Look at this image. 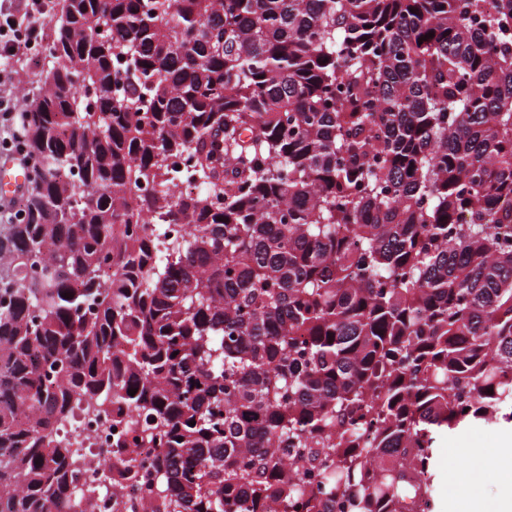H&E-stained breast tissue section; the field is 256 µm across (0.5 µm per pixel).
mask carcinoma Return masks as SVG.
Wrapping results in <instances>:
<instances>
[{
  "label": "carcinoma",
  "instance_id": "cac0c4a2",
  "mask_svg": "<svg viewBox=\"0 0 512 512\" xmlns=\"http://www.w3.org/2000/svg\"><path fill=\"white\" fill-rule=\"evenodd\" d=\"M48 23L0 242V512H75L84 404L132 422L108 479L145 512H434L436 436L512 426V0Z\"/></svg>",
  "mask_w": 512,
  "mask_h": 512
}]
</instances>
